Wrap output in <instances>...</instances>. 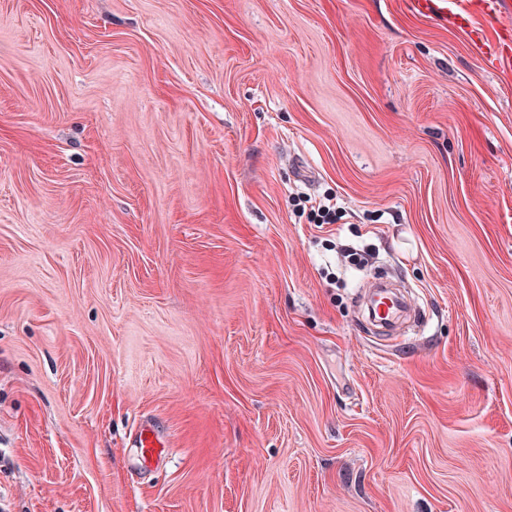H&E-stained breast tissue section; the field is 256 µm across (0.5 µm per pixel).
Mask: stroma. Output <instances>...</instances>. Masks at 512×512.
Returning <instances> with one entry per match:
<instances>
[{"label":"stroma","mask_w":512,"mask_h":512,"mask_svg":"<svg viewBox=\"0 0 512 512\" xmlns=\"http://www.w3.org/2000/svg\"><path fill=\"white\" fill-rule=\"evenodd\" d=\"M0 512H512V73L406 0H0ZM406 302L391 288H373L369 299L370 319L382 329H390L406 311ZM136 448H140L144 460L158 459L163 455L166 445L154 424L149 420L143 421L136 433Z\"/></svg>","instance_id":"obj_1"}]
</instances>
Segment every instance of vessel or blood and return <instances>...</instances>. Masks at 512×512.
I'll return each instance as SVG.
<instances>
[{
	"label": "vessel or blood",
	"mask_w": 512,
	"mask_h": 512,
	"mask_svg": "<svg viewBox=\"0 0 512 512\" xmlns=\"http://www.w3.org/2000/svg\"><path fill=\"white\" fill-rule=\"evenodd\" d=\"M408 4L416 14L470 31L475 46L491 65L512 61V25L502 20L500 0H408ZM406 309L405 301L392 289H373L369 317L380 328L393 327ZM136 446L144 459L154 460L162 456L165 443L146 420L137 430Z\"/></svg>",
	"instance_id": "obj_1"
}]
</instances>
